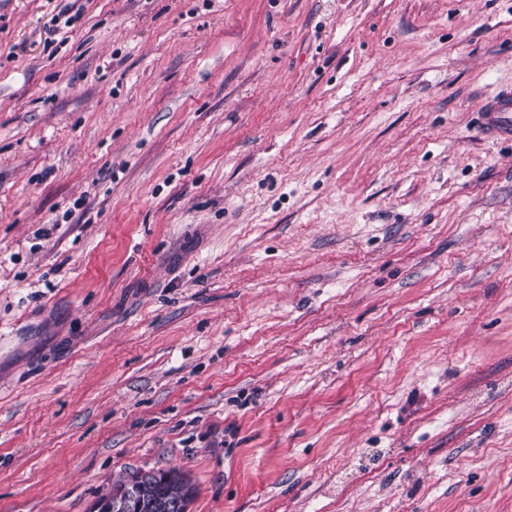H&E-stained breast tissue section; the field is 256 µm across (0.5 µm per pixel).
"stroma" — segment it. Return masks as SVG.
<instances>
[{
  "mask_svg": "<svg viewBox=\"0 0 512 512\" xmlns=\"http://www.w3.org/2000/svg\"><path fill=\"white\" fill-rule=\"evenodd\" d=\"M0 0V512H512V0ZM479 127L490 140L512 138V87L499 89L479 109ZM130 484L141 505L140 512H162L158 510L157 505L169 496H174L175 492L186 490L190 495V501L194 493L190 480L185 474L177 470L132 473L126 479L114 485L112 489L120 491ZM112 489L109 493L98 498L93 507V509H96L94 511L111 512L109 509L112 506L113 512H133L136 508L133 492L128 490L112 498Z\"/></svg>",
  "mask_w": 512,
  "mask_h": 512,
  "instance_id": "35a3bbf8",
  "label": "stroma"
}]
</instances>
